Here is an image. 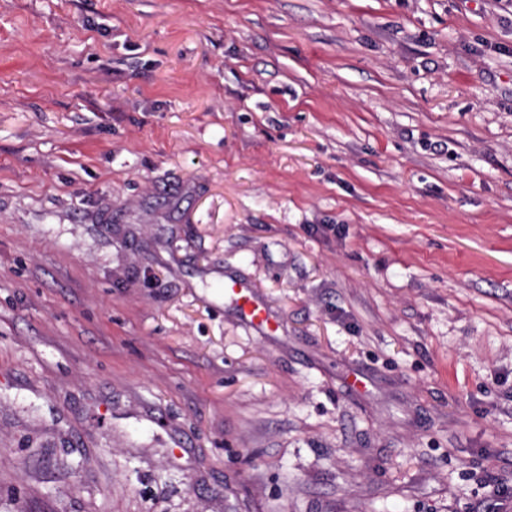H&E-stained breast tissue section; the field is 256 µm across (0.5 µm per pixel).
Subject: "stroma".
I'll list each match as a JSON object with an SVG mask.
<instances>
[{
    "mask_svg": "<svg viewBox=\"0 0 512 512\" xmlns=\"http://www.w3.org/2000/svg\"><path fill=\"white\" fill-rule=\"evenodd\" d=\"M0 512H512V0H0ZM224 295L232 300L241 320L250 326L265 328L272 324V317L251 295L249 288L234 281H224Z\"/></svg>",
    "mask_w": 512,
    "mask_h": 512,
    "instance_id": "35a3bbf8",
    "label": "stroma"
}]
</instances>
